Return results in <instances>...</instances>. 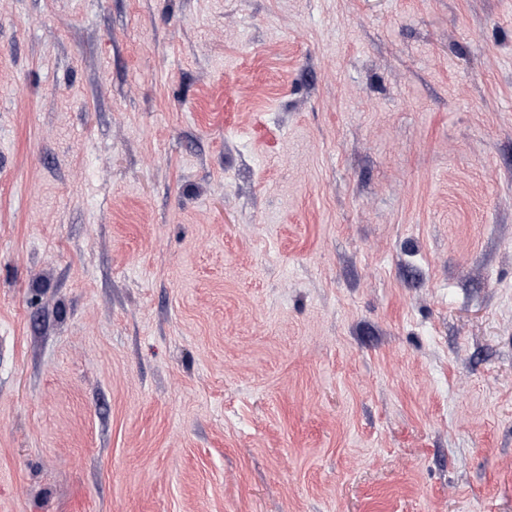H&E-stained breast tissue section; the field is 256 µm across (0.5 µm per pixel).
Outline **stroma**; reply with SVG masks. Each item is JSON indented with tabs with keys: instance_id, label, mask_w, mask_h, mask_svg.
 Returning <instances> with one entry per match:
<instances>
[{
	"instance_id": "35a3bbf8",
	"label": "stroma",
	"mask_w": 512,
	"mask_h": 512,
	"mask_svg": "<svg viewBox=\"0 0 512 512\" xmlns=\"http://www.w3.org/2000/svg\"><path fill=\"white\" fill-rule=\"evenodd\" d=\"M0 512H512V0H0Z\"/></svg>"
}]
</instances>
